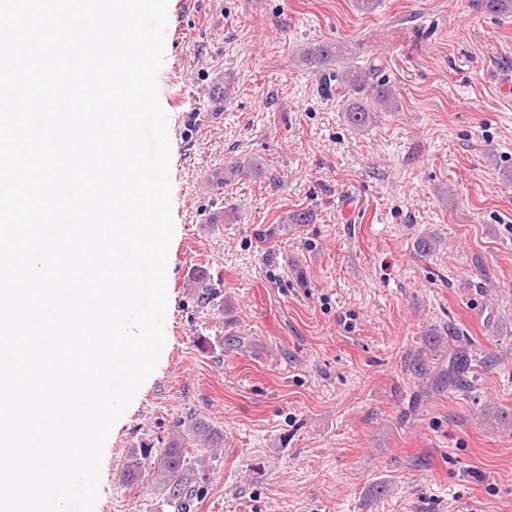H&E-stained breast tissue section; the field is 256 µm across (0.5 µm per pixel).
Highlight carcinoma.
Instances as JSON below:
<instances>
[{"mask_svg": "<svg viewBox=\"0 0 512 512\" xmlns=\"http://www.w3.org/2000/svg\"><path fill=\"white\" fill-rule=\"evenodd\" d=\"M307 59L318 65L334 64L336 71L324 78L326 93L336 98L339 111L350 128L362 131L369 127L377 112H394L399 101L387 82L374 81L377 68L351 64L352 51L333 43H320L306 52ZM194 302L198 308L214 304L218 294L211 283L195 287ZM454 332L430 335L425 347L411 354L408 370L419 380H429L436 388L461 386L471 373L472 359L467 348L452 345ZM201 426L193 419L180 421L163 447L148 445L133 448L122 468V478L130 485L146 482L163 492L172 512H194L195 501L206 491L205 456L189 452L190 441Z\"/></svg>", "mask_w": 512, "mask_h": 512, "instance_id": "obj_1", "label": "carcinoma"}]
</instances>
